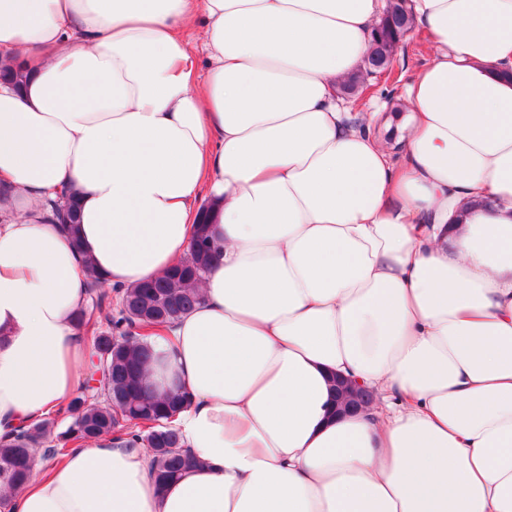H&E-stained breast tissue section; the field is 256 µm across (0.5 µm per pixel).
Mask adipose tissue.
<instances>
[{
	"instance_id": "obj_1",
	"label": "adipose tissue",
	"mask_w": 512,
	"mask_h": 512,
	"mask_svg": "<svg viewBox=\"0 0 512 512\" xmlns=\"http://www.w3.org/2000/svg\"><path fill=\"white\" fill-rule=\"evenodd\" d=\"M384 5L0 0V444L81 390L84 258L122 290L218 245L150 378L199 466L160 491L106 438L0 512H512V0H408L398 159L338 94ZM336 391L341 396L340 400L346 398L341 406L343 411L361 409L373 400L370 390L344 380L336 381Z\"/></svg>"
}]
</instances>
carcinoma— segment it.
Returning a JSON list of instances; mask_svg holds the SVG:
<instances>
[{
    "label": "carcinoma",
    "instance_id": "cac0c4a2",
    "mask_svg": "<svg viewBox=\"0 0 512 512\" xmlns=\"http://www.w3.org/2000/svg\"><path fill=\"white\" fill-rule=\"evenodd\" d=\"M414 25L406 0H386L363 66L341 85V93L363 94L369 78L390 68ZM0 78L20 87L26 75L19 66L1 62ZM215 253L208 225H198L188 257L164 275L121 291V307L115 313L102 282L91 277L90 302L78 322L96 333L86 381L96 380L99 386H87L72 399L67 408L72 422L66 430L56 434V419L42 420L27 425L13 442L0 447V492L28 483L36 452L58 460L72 445L102 436L126 437L151 449L150 476L159 490L196 465V457L184 448L171 425V418L188 402V392L174 384L159 394L146 384V370L157 357L142 331L169 325L199 303L196 284L212 267Z\"/></svg>",
    "mask_w": 512,
    "mask_h": 512
}]
</instances>
